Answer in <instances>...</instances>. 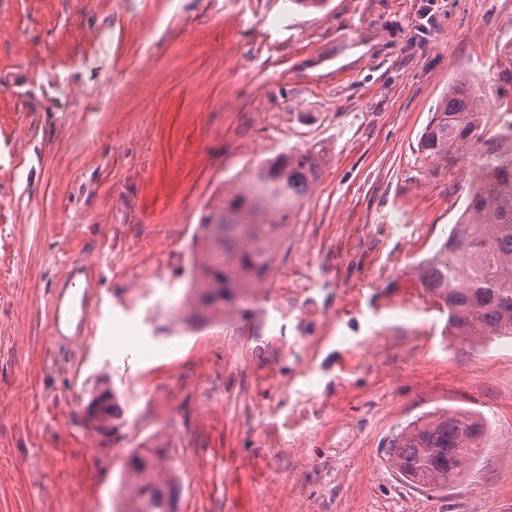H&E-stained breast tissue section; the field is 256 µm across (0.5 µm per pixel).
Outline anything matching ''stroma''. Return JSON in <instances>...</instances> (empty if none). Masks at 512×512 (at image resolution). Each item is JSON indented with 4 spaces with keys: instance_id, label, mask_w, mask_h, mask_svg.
Returning <instances> with one entry per match:
<instances>
[{
    "instance_id": "stroma-1",
    "label": "stroma",
    "mask_w": 512,
    "mask_h": 512,
    "mask_svg": "<svg viewBox=\"0 0 512 512\" xmlns=\"http://www.w3.org/2000/svg\"><path fill=\"white\" fill-rule=\"evenodd\" d=\"M508 38L512 0H0V512H115L156 441L199 473L177 512H512V340L449 336L412 271L477 163L421 166L418 138ZM316 142L251 314L179 330L203 216ZM77 275L97 329L52 336L49 296ZM104 374L109 440L82 411ZM445 407L493 444L466 481L409 486L382 445Z\"/></svg>"
}]
</instances>
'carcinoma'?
<instances>
[{
    "instance_id": "cac0c4a2",
    "label": "carcinoma",
    "mask_w": 512,
    "mask_h": 512,
    "mask_svg": "<svg viewBox=\"0 0 512 512\" xmlns=\"http://www.w3.org/2000/svg\"><path fill=\"white\" fill-rule=\"evenodd\" d=\"M512 112V38L499 48L492 84L455 79L418 139V158L449 165L479 154V182L433 256L417 267L426 292L448 313V332L473 343L512 338V149L508 127L489 130L483 102ZM315 146L280 152L255 164L249 186L224 195L192 239L201 253L188 287L185 324L224 322L227 307L251 311L254 292L268 279L286 229L321 176ZM485 416L448 408L421 415L387 442V462L405 482L444 490L459 482L484 447ZM167 449L133 451L120 490L123 512H172L179 490Z\"/></svg>"
}]
</instances>
